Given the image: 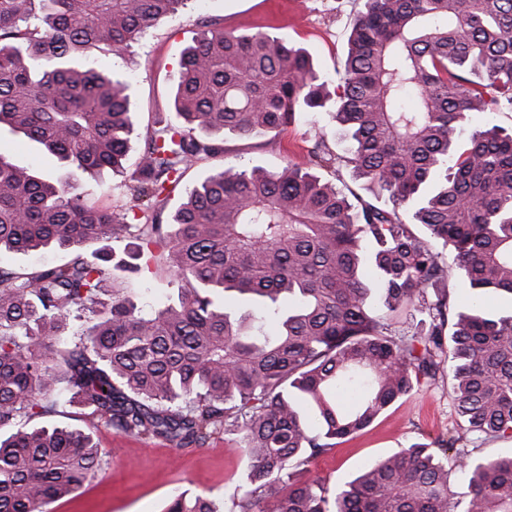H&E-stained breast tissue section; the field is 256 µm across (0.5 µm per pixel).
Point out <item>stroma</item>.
I'll return each instance as SVG.
<instances>
[{
    "label": "stroma",
    "mask_w": 512,
    "mask_h": 512,
    "mask_svg": "<svg viewBox=\"0 0 512 512\" xmlns=\"http://www.w3.org/2000/svg\"><path fill=\"white\" fill-rule=\"evenodd\" d=\"M362 5L363 0H193L183 13L158 22L125 56L95 52L89 57L92 66L114 70L130 85L136 130L125 172L89 177L6 129L0 131V151L9 153L18 164L36 166L48 178L80 184L103 203L128 204L127 173L139 160L147 129L156 120L175 118L173 94L179 59L193 37L201 33L200 18L215 19L228 31L286 37L305 47L318 69L331 75L343 64L349 23ZM319 130L333 152L344 153L345 144L336 132L335 121L322 113L302 119L276 137L242 140L225 136L224 159L269 169L289 162L301 165ZM115 283L135 290L148 308L160 306L177 292L166 277L155 274L138 277L122 273ZM47 421L91 433L106 451L94 479L73 498L52 504V512H162L175 491L228 494L248 472L238 436L227 432L213 435L204 447L178 449L162 439L124 435L104 424H91L75 406L59 408ZM461 432L452 383L443 368L435 380L415 387L354 438L318 456L311 470L333 489L352 479L363 466L412 443Z\"/></svg>",
    "instance_id": "1"
}]
</instances>
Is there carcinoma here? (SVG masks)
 <instances>
[{
  "label": "carcinoma",
  "instance_id": "1",
  "mask_svg": "<svg viewBox=\"0 0 512 512\" xmlns=\"http://www.w3.org/2000/svg\"><path fill=\"white\" fill-rule=\"evenodd\" d=\"M186 2L0 0V127L91 176L124 168L128 83L86 59L124 55ZM201 24L180 59L178 122L147 132L130 175L143 223L0 152V251L73 253L0 268V512H46L95 476L90 434L29 426L74 404L178 449L240 435L246 482L223 501L176 493L165 512H512V453L474 457L460 437L415 443L334 492L310 469L444 363L469 442L512 439V308H486L512 296V125L462 138L474 115L512 113V0H363L338 93L305 48ZM320 112L349 156L321 134L303 166L222 162L162 218L187 169L223 156L218 135L278 136ZM341 162L391 205L322 179ZM121 236L124 258L82 252ZM109 262H153L177 296L148 311L105 302ZM73 313L86 327L69 343ZM416 313L414 330L389 332L387 318ZM450 460L469 478L462 509Z\"/></svg>",
  "mask_w": 512,
  "mask_h": 512
}]
</instances>
